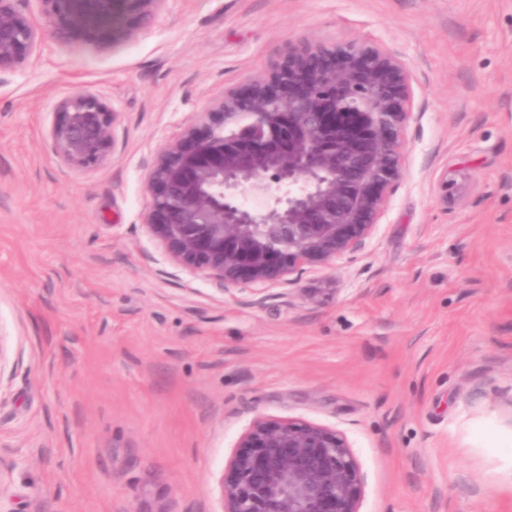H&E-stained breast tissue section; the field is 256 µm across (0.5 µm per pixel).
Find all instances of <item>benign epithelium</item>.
Instances as JSON below:
<instances>
[{
	"instance_id": "7a95c632",
	"label": "benign epithelium",
	"mask_w": 512,
	"mask_h": 512,
	"mask_svg": "<svg viewBox=\"0 0 512 512\" xmlns=\"http://www.w3.org/2000/svg\"><path fill=\"white\" fill-rule=\"evenodd\" d=\"M0 0V72L36 44L106 47L117 20L134 36L168 0ZM412 89L406 65L367 42L297 40L263 77L214 98L157 154L143 215L168 258L226 285L288 281L330 265L375 231L402 176ZM118 113L85 91L61 100L50 130L67 168L104 166ZM249 196L265 205L247 204ZM220 512H360L364 480L347 437L302 419L258 416L219 481Z\"/></svg>"
}]
</instances>
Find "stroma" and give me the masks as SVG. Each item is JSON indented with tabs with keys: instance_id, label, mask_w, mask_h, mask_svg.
<instances>
[{
	"instance_id": "obj_1",
	"label": "stroma",
	"mask_w": 512,
	"mask_h": 512,
	"mask_svg": "<svg viewBox=\"0 0 512 512\" xmlns=\"http://www.w3.org/2000/svg\"><path fill=\"white\" fill-rule=\"evenodd\" d=\"M298 39L408 66L403 174L357 251L226 291L167 259L146 179ZM81 90L119 123L73 172ZM0 333V512H219L258 416L342 432L360 512H512V0H167L102 52L44 40L0 73ZM118 112L85 91L61 100L50 130L53 150L67 168L83 172L104 166L115 147Z\"/></svg>"
}]
</instances>
